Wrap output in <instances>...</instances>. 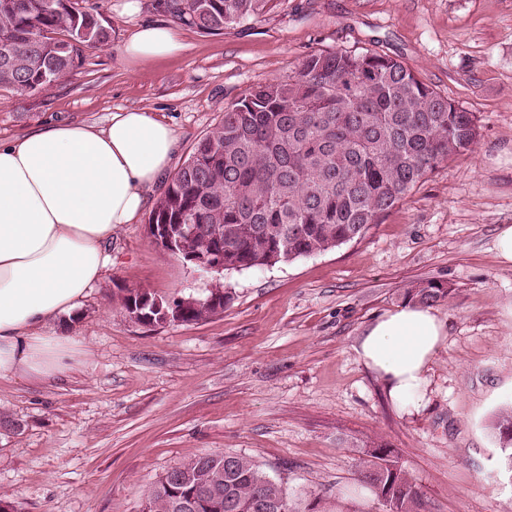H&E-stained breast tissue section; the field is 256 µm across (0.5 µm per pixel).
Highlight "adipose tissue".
<instances>
[{
  "label": "adipose tissue",
  "instance_id": "adipose-tissue-1",
  "mask_svg": "<svg viewBox=\"0 0 512 512\" xmlns=\"http://www.w3.org/2000/svg\"><path fill=\"white\" fill-rule=\"evenodd\" d=\"M182 49L163 22L142 23L121 47L134 63ZM176 144L168 123L139 109L113 113L100 129L64 123L0 140V378L66 370L78 342L40 328L71 313L102 279L113 230L137 221ZM446 334L431 308L407 302L368 326L359 353L391 398L415 409Z\"/></svg>",
  "mask_w": 512,
  "mask_h": 512
}]
</instances>
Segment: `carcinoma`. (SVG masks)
<instances>
[{
  "instance_id": "obj_1",
  "label": "carcinoma",
  "mask_w": 512,
  "mask_h": 512,
  "mask_svg": "<svg viewBox=\"0 0 512 512\" xmlns=\"http://www.w3.org/2000/svg\"><path fill=\"white\" fill-rule=\"evenodd\" d=\"M273 0H157L178 22L220 33L271 9ZM0 87L19 95L76 69L88 48L112 40V26L79 0H0ZM479 136L474 113L430 87L403 62L376 52H314L294 76L257 86L224 110L171 178L148 223L176 230L191 225L199 254L224 248V270L288 263L360 238L438 164L471 150ZM186 302L182 322H199L231 300ZM437 280L409 282L403 298L425 306L448 301ZM156 295L129 291L123 310L134 316ZM505 468L512 473V404L492 423ZM199 454L178 465L176 483L156 481L146 512H173L172 498L216 480L232 512H256L265 498L293 512L281 484L246 456ZM359 481L384 512H431L430 502L393 450L373 441L355 463Z\"/></svg>"
}]
</instances>
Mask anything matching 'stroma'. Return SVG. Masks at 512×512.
<instances>
[{"mask_svg": "<svg viewBox=\"0 0 512 512\" xmlns=\"http://www.w3.org/2000/svg\"><path fill=\"white\" fill-rule=\"evenodd\" d=\"M124 2L88 0L112 39L86 49L77 69L23 96L0 88L1 139L71 120L102 128L137 108L172 126L178 167L226 107L315 51L399 59L473 112L479 137L362 238L225 273L232 299L205 321L129 317V290L201 298L210 280L150 243L147 216L114 231L103 279L47 326L79 341L69 368L0 379V499L16 512H141L174 465L234 453L281 482L297 512L321 493L340 512H383L354 467L381 440L432 512H512V474L490 428L512 403V266L494 250L512 225V0H276L219 34L178 25L183 51L141 65L121 46L160 14L153 0L135 15ZM418 279L452 295L434 308L448 336L423 404L408 412L358 347Z\"/></svg>", "mask_w": 512, "mask_h": 512, "instance_id": "stroma-1", "label": "stroma"}]
</instances>
